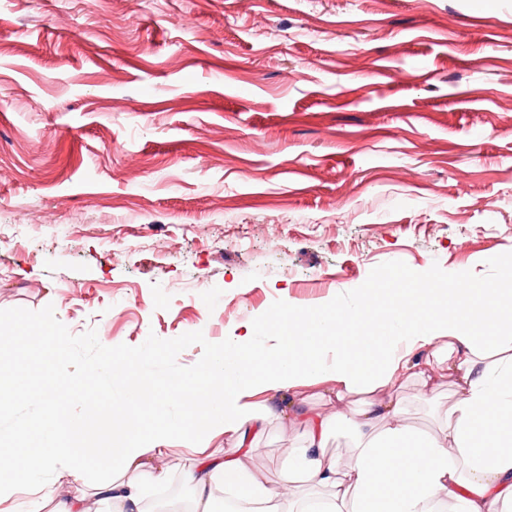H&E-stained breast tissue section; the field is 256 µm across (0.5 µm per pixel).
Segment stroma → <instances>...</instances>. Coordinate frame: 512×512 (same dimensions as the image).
Instances as JSON below:
<instances>
[{
	"label": "stroma",
	"mask_w": 512,
	"mask_h": 512,
	"mask_svg": "<svg viewBox=\"0 0 512 512\" xmlns=\"http://www.w3.org/2000/svg\"><path fill=\"white\" fill-rule=\"evenodd\" d=\"M0 96V334L63 329L27 374L102 407L113 353L177 380L287 307L512 256V0H0ZM302 436L249 469L279 482ZM86 463L54 494L94 502Z\"/></svg>",
	"instance_id": "stroma-1"
}]
</instances>
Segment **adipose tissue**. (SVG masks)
<instances>
[{"label": "adipose tissue", "instance_id": "adipose-tissue-1", "mask_svg": "<svg viewBox=\"0 0 512 512\" xmlns=\"http://www.w3.org/2000/svg\"><path fill=\"white\" fill-rule=\"evenodd\" d=\"M386 287L397 298L375 312L371 295L352 307L281 312L270 318L278 352L255 341V326L226 338L177 382L143 384L146 354L112 355L113 378L124 386L120 410L72 413L83 378L68 376L32 389L26 376L0 363L12 400L38 394L49 415L0 437V504L18 496L29 506L45 498L52 475L85 478V451L108 449L112 478L98 485V499L112 512H145L143 492L162 484L155 461L172 440L231 435L235 455L217 458L197 445L196 466L184 482L191 512H215V492L244 498L252 512H512V303L489 284L445 288L426 276ZM355 330L336 345L344 321ZM48 347L67 355L70 340L48 328L0 338V349ZM425 388L452 379L456 397L432 402L437 429L428 433L408 418L398 391L405 377ZM327 383L336 399L363 395L355 416L305 407L300 389ZM292 391L281 405L284 391ZM267 398L258 404L257 392ZM299 422L302 440L291 449L280 483L253 475L244 463L254 439L271 422ZM344 426L352 433L353 461L341 467L323 451L326 436ZM321 491L318 508L299 510L298 485Z\"/></svg>", "mask_w": 512, "mask_h": 512}]
</instances>
